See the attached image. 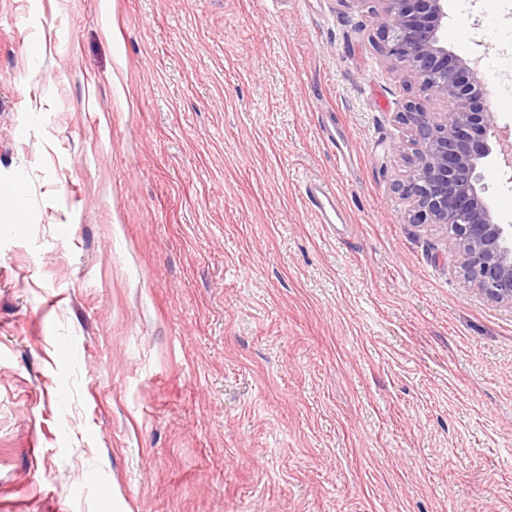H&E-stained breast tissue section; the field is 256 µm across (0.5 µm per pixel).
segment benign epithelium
Segmentation results:
<instances>
[{
	"instance_id": "benign-epithelium-1",
	"label": "benign epithelium",
	"mask_w": 512,
	"mask_h": 512,
	"mask_svg": "<svg viewBox=\"0 0 512 512\" xmlns=\"http://www.w3.org/2000/svg\"><path fill=\"white\" fill-rule=\"evenodd\" d=\"M381 2L380 55L446 103L430 112L410 102L400 113L418 136L411 170L398 186L409 220L455 225L451 249L465 282L492 302L512 305V224L497 222L485 182L488 168L512 167V143L488 107L485 68L448 49V0Z\"/></svg>"
}]
</instances>
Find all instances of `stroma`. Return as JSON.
I'll return each mask as SVG.
<instances>
[{"label":"stroma","instance_id":"35a3bbf8","mask_svg":"<svg viewBox=\"0 0 512 512\" xmlns=\"http://www.w3.org/2000/svg\"><path fill=\"white\" fill-rule=\"evenodd\" d=\"M382 8L0 0V512H512V307L409 221ZM447 41L512 72V0ZM0 194L8 195L11 197L10 203L4 211L6 213L16 212V219H19L23 212L26 210L27 206V196L26 192L23 188V183L21 178H17L16 181L5 188L0 189ZM306 196L310 209L315 213L318 222L321 224H334L330 214L334 212L338 216L339 204L335 193L326 185L317 182H310L306 185Z\"/></svg>","mask_w":512,"mask_h":512}]
</instances>
